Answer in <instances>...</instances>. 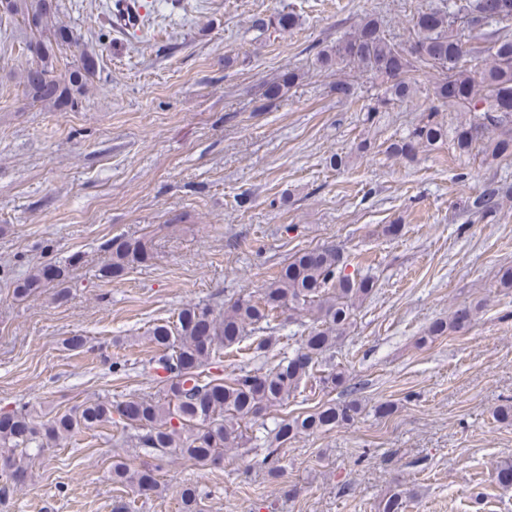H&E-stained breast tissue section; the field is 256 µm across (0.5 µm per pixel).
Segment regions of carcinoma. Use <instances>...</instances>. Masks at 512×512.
Segmentation results:
<instances>
[{
	"label": "carcinoma",
	"instance_id": "obj_1",
	"mask_svg": "<svg viewBox=\"0 0 512 512\" xmlns=\"http://www.w3.org/2000/svg\"><path fill=\"white\" fill-rule=\"evenodd\" d=\"M9 15H21L39 36L26 46L36 45L34 64L22 74L35 101L72 106L76 94L95 73V58L82 54L80 64L65 78L54 74L53 46L73 39V33L49 25L53 0H8ZM414 40L402 46L390 42L378 22L364 19L336 46L317 53L320 67L356 63L386 80L385 96L368 113L393 102L413 99L417 92L416 72L430 66L440 69L433 87L432 104L410 134L388 146L406 159L420 150L453 141L464 155L478 145L486 159L512 157V0H448L441 9L423 11L413 18ZM469 112L473 118L448 130L440 119L441 109ZM499 209V189L487 188L474 196L470 210L483 217ZM110 261L101 269L105 278H119L127 270L150 259L143 240L120 236L103 243ZM350 263L340 249L327 244L295 253L261 288L257 299L238 298L224 312L209 306L187 304L174 321L154 324L148 341L160 351L153 370L163 388L155 398L130 396L124 400L97 398L78 409L54 415L37 423L26 411L0 414V478L14 486L32 476V462L82 430H94L114 418L137 430L138 447L154 460L153 465L133 467L123 460L112 462V483L130 487L142 495L161 488V462L178 454L199 466L219 462L226 448H239L246 440L242 421L261 418L282 405L313 375L326 352L345 337L353 323L356 306L374 290L375 282L359 270L348 271ZM54 284L57 296L68 295L65 268L49 262L18 280L14 295L24 298ZM309 313L313 327L292 354L267 362L260 372H243L231 379L206 369L221 365L224 350L239 345L255 330L271 328L284 313ZM469 309L456 311L447 321L433 322L423 343L464 330L471 322ZM359 400L324 404L312 411L284 418L272 433L277 447L268 475L282 472L277 449L300 435L329 430L355 419ZM199 490L185 485L180 491L181 512H197Z\"/></svg>",
	"mask_w": 512,
	"mask_h": 512
}]
</instances>
